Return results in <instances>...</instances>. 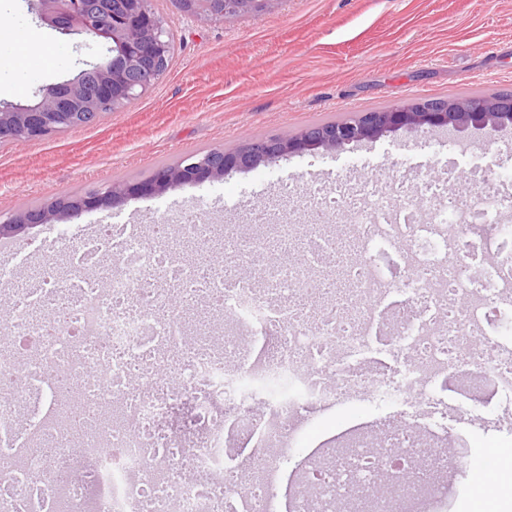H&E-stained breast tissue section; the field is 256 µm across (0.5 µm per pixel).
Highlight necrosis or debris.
Instances as JSON below:
<instances>
[{"label": "necrosis or debris", "mask_w": 512, "mask_h": 512, "mask_svg": "<svg viewBox=\"0 0 512 512\" xmlns=\"http://www.w3.org/2000/svg\"><path fill=\"white\" fill-rule=\"evenodd\" d=\"M312 182L341 234L263 224H104L72 273L11 289L0 332V512H447L449 421L512 409V193L472 177ZM260 266L252 281L184 261L172 237ZM299 261L270 264L267 246ZM472 396L448 398L450 374ZM388 413L294 456L314 418Z\"/></svg>", "instance_id": "1"}]
</instances>
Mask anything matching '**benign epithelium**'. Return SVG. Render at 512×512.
<instances>
[{
    "label": "benign epithelium",
    "mask_w": 512,
    "mask_h": 512,
    "mask_svg": "<svg viewBox=\"0 0 512 512\" xmlns=\"http://www.w3.org/2000/svg\"><path fill=\"white\" fill-rule=\"evenodd\" d=\"M40 19L66 35L95 31L110 44L112 64L89 65L75 78L38 92L32 105L0 108V140L27 143L60 131L85 126L104 114L122 109L153 85V74L164 60L170 32L148 0H39ZM281 0H197V14L223 21L268 11ZM405 129L429 132L446 129L503 131L512 129V93L443 103L420 100L382 112H365L332 126L251 140L231 151L192 153L170 166L156 168L132 184H112L68 199L54 196L35 209L17 211L0 222V236L13 235L58 215L116 206L129 195L159 196L185 185L221 181L233 171L253 169L288 155L322 149L335 151Z\"/></svg>",
    "instance_id": "benign-epithelium-1"
}]
</instances>
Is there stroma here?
Segmentation results:
<instances>
[{
	"label": "stroma",
	"mask_w": 512,
	"mask_h": 512,
	"mask_svg": "<svg viewBox=\"0 0 512 512\" xmlns=\"http://www.w3.org/2000/svg\"><path fill=\"white\" fill-rule=\"evenodd\" d=\"M175 41L159 81L96 124L16 145L0 143V215L51 196H81L133 183L184 155L233 150L248 139L292 133L359 112L417 99L512 93V0H281L259 15L209 22L152 0ZM12 46H0V106L35 102L36 91L74 78L106 54L107 44L44 25L38 0H0ZM467 151L450 150L443 131L399 130L363 145L279 158L223 181L187 185L162 196L132 197L0 238L25 254L41 240L31 266L64 269L58 232L79 249L100 224H184L224 228L252 223V210L283 208V220L308 224L315 208L289 206L286 186L339 178L409 185L454 163L459 170L512 168V130L457 134ZM496 405L467 429L449 428L463 444L462 469L448 472V512H473L475 470L487 452L512 445ZM499 512H512V472L490 470Z\"/></svg>",
	"instance_id": "1"
}]
</instances>
